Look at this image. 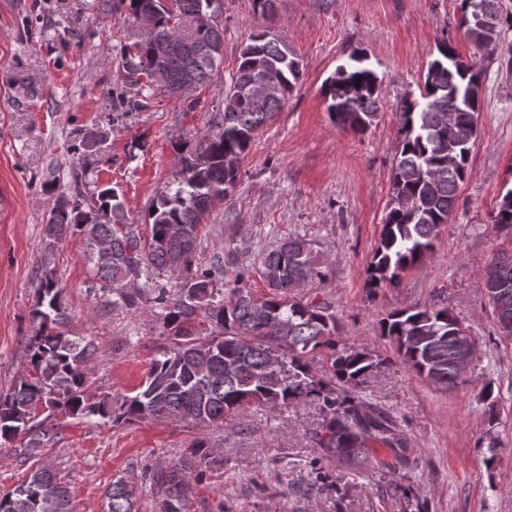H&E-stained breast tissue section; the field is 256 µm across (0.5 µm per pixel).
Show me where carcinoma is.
Returning a JSON list of instances; mask_svg holds the SVG:
<instances>
[{"instance_id": "cac0c4a2", "label": "carcinoma", "mask_w": 512, "mask_h": 512, "mask_svg": "<svg viewBox=\"0 0 512 512\" xmlns=\"http://www.w3.org/2000/svg\"><path fill=\"white\" fill-rule=\"evenodd\" d=\"M174 2L184 23L211 9L212 0ZM485 2L482 17L472 13L468 0H461V10L471 43L491 53L503 19L497 0ZM141 13L152 16L153 26L146 39L127 47L128 81L138 85L145 77L149 90L157 83L164 89L210 83L219 57L202 54L196 46L224 45V29L189 25L182 37L173 39L171 15L162 0H129L126 21ZM262 66L280 71L281 89L275 97L253 102L242 90ZM301 74L299 59L276 33L264 30L248 37L224 91L217 130L203 136L195 152L179 158L174 181L151 207L148 239L129 224L114 190L89 197L78 175L58 192L45 224L46 237L56 241L72 229L83 232L94 279L100 289L116 296L112 305L137 310L147 294H154L155 306L181 341L153 359L133 395L120 401L103 395L94 401L86 383L97 346L58 330L66 313L59 304L57 282L45 275L36 310L39 332L27 352L33 375L20 376L7 394L0 395L1 442L27 435V448L37 449L47 435L44 422L35 418L40 406L68 416H99L114 425L175 420L205 433L213 428L230 430V416L253 402L287 409L312 398L321 415L322 458L368 465L373 451L387 448L397 464L405 465L407 442L397 421L358 395L390 362L389 357L339 341L330 305L295 296L296 284L322 276L304 238L289 237L263 254L260 273L268 289L264 298L239 287L221 293L215 287L220 282L216 272L196 263L199 225L239 178V170L225 166V159H243L258 130L283 109ZM324 93L328 112L339 127L364 133L375 122L381 82L367 56L351 54L325 81ZM480 95L476 65L463 59L453 43L438 42L419 95L405 97L398 108L400 138L391 201L365 270L368 292L398 284L406 270L419 266L441 226L448 223L459 184L469 173ZM492 221L512 226V190L502 196ZM164 275L181 279L178 296L170 297L159 284ZM484 280L503 337L507 324H512V257L495 256ZM201 318L210 324V333L193 338L192 327ZM381 336L394 346L404 365L437 387L455 386L467 371L448 360L450 351L471 356L476 352L475 339L460 336V322L442 303L392 312L382 320ZM315 362L319 367L313 366ZM320 459H311L309 475L324 488L328 476L318 468ZM214 463L208 439L202 435L176 462L151 469L150 479L155 485H173L187 499L191 481L202 480ZM108 499V512H139L134 488L121 478L112 482ZM0 512H71L70 493L55 473L36 469L22 485L0 491Z\"/></svg>"}]
</instances>
